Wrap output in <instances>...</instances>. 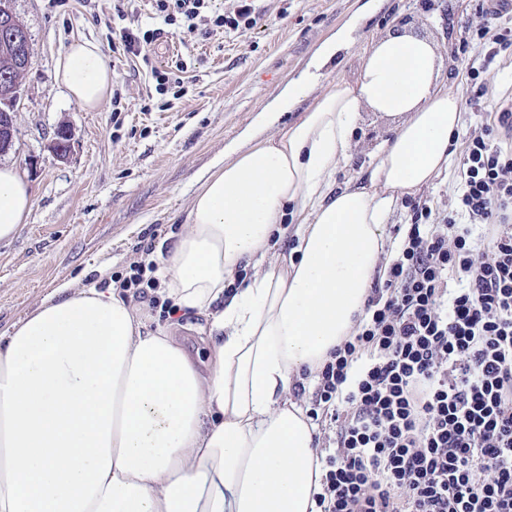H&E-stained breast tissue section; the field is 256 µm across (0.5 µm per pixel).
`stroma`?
Listing matches in <instances>:
<instances>
[{
	"mask_svg": "<svg viewBox=\"0 0 512 512\" xmlns=\"http://www.w3.org/2000/svg\"><path fill=\"white\" fill-rule=\"evenodd\" d=\"M363 2L254 0L250 27L227 26L203 37L166 22L151 0H131L122 19L113 13L112 0H13L30 36L33 66L21 78L13 145L0 154V164L27 180L33 206L21 232L0 241V336L63 284L111 286L113 275L137 260L138 244L170 249L183 229L197 174L238 141L257 112L302 74L316 48ZM480 7L481 0H383L359 25L361 45L396 25L434 41L449 86L464 101L462 135L451 141L448 169L400 200L386 224L393 243L407 234L415 206L430 209V223H439L459 189L464 133L512 104V46L500 51L485 77L481 109L465 104L467 71L480 59L481 48L472 39L482 23ZM135 25L161 32L146 64L112 49L116 32ZM78 39L96 43L114 66V94L92 112L54 79L58 58ZM178 61L187 66L183 96L154 93L151 66ZM61 126L73 142L63 161L50 149ZM396 126L395 119L362 111L354 136L356 163ZM139 310L145 330L176 336L200 368H207L209 348L200 339L206 313L181 309L167 315L144 303Z\"/></svg>",
	"mask_w": 512,
	"mask_h": 512,
	"instance_id": "obj_1",
	"label": "stroma"
}]
</instances>
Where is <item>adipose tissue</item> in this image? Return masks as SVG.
<instances>
[{
    "label": "adipose tissue",
    "instance_id": "adipose-tissue-1",
    "mask_svg": "<svg viewBox=\"0 0 512 512\" xmlns=\"http://www.w3.org/2000/svg\"><path fill=\"white\" fill-rule=\"evenodd\" d=\"M355 27L257 113L246 148L198 175L159 258L163 295L209 317L208 373L164 331H144L113 287H61L0 336V512H316L315 428L292 384L353 336L385 273L389 216L447 170L462 121L435 45L402 26L362 48L355 78H323ZM55 79L88 111L112 89L104 53L84 40ZM366 108L400 123L342 186ZM32 205L24 178L0 167V240ZM289 233L286 263L271 249Z\"/></svg>",
    "mask_w": 512,
    "mask_h": 512
}]
</instances>
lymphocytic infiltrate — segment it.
<instances>
[{
    "instance_id": "lymphocytic-infiltrate-1",
    "label": "lymphocytic infiltrate",
    "mask_w": 512,
    "mask_h": 512,
    "mask_svg": "<svg viewBox=\"0 0 512 512\" xmlns=\"http://www.w3.org/2000/svg\"><path fill=\"white\" fill-rule=\"evenodd\" d=\"M454 209L411 225L317 373L319 512H512L511 111L468 134ZM152 252L114 283L153 308Z\"/></svg>"
}]
</instances>
